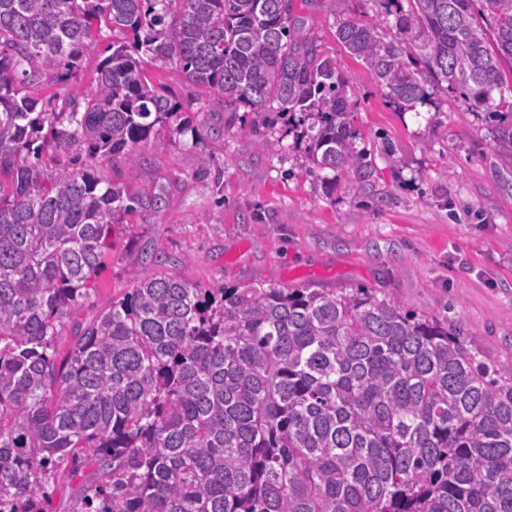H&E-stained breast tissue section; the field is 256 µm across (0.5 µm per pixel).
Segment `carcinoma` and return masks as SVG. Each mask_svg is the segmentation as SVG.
<instances>
[{
	"label": "carcinoma",
	"instance_id": "carcinoma-1",
	"mask_svg": "<svg viewBox=\"0 0 512 512\" xmlns=\"http://www.w3.org/2000/svg\"><path fill=\"white\" fill-rule=\"evenodd\" d=\"M295 0H0V512H52L48 484L91 454L74 512H512V371L461 328L370 288L271 279L228 288L131 271L133 288L58 358V328L89 298L123 215L161 204L94 173L140 161L183 107L146 82L140 54L249 129L305 126L312 163L371 176L350 129L347 80ZM335 37L398 106L428 85L503 110L512 168V0H372L393 37L344 0ZM122 35L90 92L74 77L101 26ZM84 155L48 171V153Z\"/></svg>",
	"mask_w": 512,
	"mask_h": 512
}]
</instances>
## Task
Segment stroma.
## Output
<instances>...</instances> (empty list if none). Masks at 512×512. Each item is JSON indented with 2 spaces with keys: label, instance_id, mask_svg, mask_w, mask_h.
Listing matches in <instances>:
<instances>
[{
  "label": "stroma",
  "instance_id": "obj_1",
  "mask_svg": "<svg viewBox=\"0 0 512 512\" xmlns=\"http://www.w3.org/2000/svg\"><path fill=\"white\" fill-rule=\"evenodd\" d=\"M322 51L348 80L351 130L372 174L361 190L345 175L308 167L295 135L274 149L269 133L213 135L200 93L162 62L142 74L189 112L198 131L144 144L135 167L97 166L98 175L159 208L126 216L89 301L64 322H86L130 291L131 267L168 272L203 286L268 279L318 288H376L406 309L448 320L495 368H512V168L497 156L488 110L446 90L408 109L390 102L368 65L335 37L336 22L297 0Z\"/></svg>",
  "mask_w": 512,
  "mask_h": 512
}]
</instances>
